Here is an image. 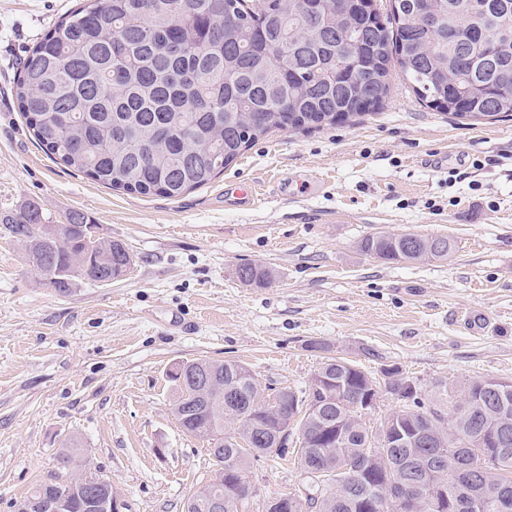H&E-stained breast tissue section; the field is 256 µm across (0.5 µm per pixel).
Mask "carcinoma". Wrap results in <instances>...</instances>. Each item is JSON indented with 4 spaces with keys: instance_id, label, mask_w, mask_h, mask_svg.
<instances>
[{
    "instance_id": "1",
    "label": "carcinoma",
    "mask_w": 512,
    "mask_h": 512,
    "mask_svg": "<svg viewBox=\"0 0 512 512\" xmlns=\"http://www.w3.org/2000/svg\"><path fill=\"white\" fill-rule=\"evenodd\" d=\"M351 0L326 2L309 14V0H83L31 50L14 85L19 112L38 145L94 181L131 193L177 198L207 185L270 130H309L351 119L357 88L382 108L392 69L426 106L459 120L512 114V0H389L355 14ZM440 15L436 35L415 20V8ZM479 26L492 56L465 41L448 42ZM88 216L73 211L50 224L32 204L0 215L32 269L60 293L75 282L125 276L132 261L118 241L92 239ZM366 255L424 262L448 258L444 235H369ZM241 282L263 286L260 265L237 269ZM224 382V397L201 394L190 377L169 373L171 411L188 434L224 449L223 474L204 490L224 498V512H247L238 475L251 460L283 458V437L298 431L304 472L321 470L332 490L316 497L283 495L267 512H512V382L473 380L459 394L438 384L425 405L419 391L386 418L406 429L403 448L381 443L362 423L370 374L328 356L317 375L328 378V400L311 409L315 381L267 393L249 368L233 361L193 359ZM278 447L273 452L271 448ZM80 441L62 447L68 468ZM427 471L441 485L434 499L399 507L382 498L389 479L416 482Z\"/></svg>"
}]
</instances>
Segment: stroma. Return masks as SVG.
<instances>
[{"mask_svg":"<svg viewBox=\"0 0 512 512\" xmlns=\"http://www.w3.org/2000/svg\"><path fill=\"white\" fill-rule=\"evenodd\" d=\"M80 3L0 0V214L34 203L62 224L80 211L133 265L60 294L0 231V512L68 478L59 455L72 436L123 512H183L214 465L171 412L180 361L236 360L262 386L300 388L321 341L374 374L399 366L430 399L441 382H512V117L463 124L396 71L379 111L270 133L180 197L112 189L48 156L12 94L33 46ZM243 183L252 204L236 196ZM403 233L445 235L455 250L404 262L358 249ZM245 263L272 283H242ZM247 477L251 512L308 484L292 453Z\"/></svg>","mask_w":512,"mask_h":512,"instance_id":"1","label":"stroma"}]
</instances>
